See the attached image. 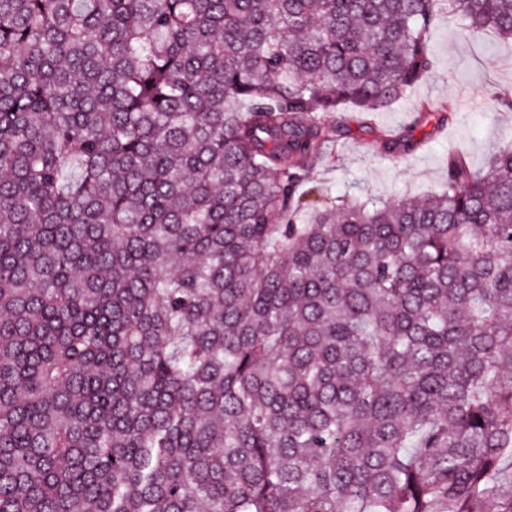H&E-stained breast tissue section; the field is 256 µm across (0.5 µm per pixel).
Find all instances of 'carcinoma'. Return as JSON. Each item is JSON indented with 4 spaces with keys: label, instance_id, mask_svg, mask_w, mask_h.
<instances>
[{
    "label": "carcinoma",
    "instance_id": "carcinoma-1",
    "mask_svg": "<svg viewBox=\"0 0 512 512\" xmlns=\"http://www.w3.org/2000/svg\"><path fill=\"white\" fill-rule=\"evenodd\" d=\"M450 12L0 0V512H512V138L299 193Z\"/></svg>",
    "mask_w": 512,
    "mask_h": 512
}]
</instances>
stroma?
<instances>
[{
	"instance_id": "stroma-1",
	"label": "stroma",
	"mask_w": 512,
	"mask_h": 512,
	"mask_svg": "<svg viewBox=\"0 0 512 512\" xmlns=\"http://www.w3.org/2000/svg\"><path fill=\"white\" fill-rule=\"evenodd\" d=\"M434 67L389 110L339 112L337 144L315 160L307 184L311 199L349 194L389 200L441 192L448 156L462 152L472 170H483L494 147L512 137V42L489 30H471L456 14L428 31ZM453 103L448 126H413L421 105ZM411 131L417 148L388 155L377 151L388 135Z\"/></svg>"
}]
</instances>
